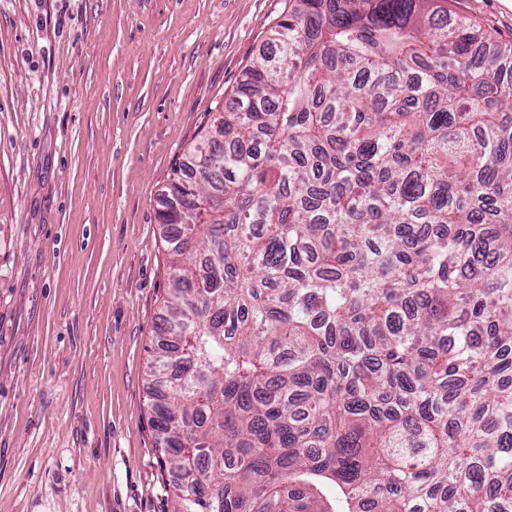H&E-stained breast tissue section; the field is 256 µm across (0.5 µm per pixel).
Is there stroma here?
I'll return each instance as SVG.
<instances>
[{"instance_id": "35a3bbf8", "label": "stroma", "mask_w": 512, "mask_h": 512, "mask_svg": "<svg viewBox=\"0 0 512 512\" xmlns=\"http://www.w3.org/2000/svg\"><path fill=\"white\" fill-rule=\"evenodd\" d=\"M504 0L455 11L512 42ZM287 0H0V512H172L169 178Z\"/></svg>"}]
</instances>
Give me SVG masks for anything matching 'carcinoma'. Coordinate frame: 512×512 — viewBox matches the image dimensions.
Listing matches in <instances>:
<instances>
[{
	"instance_id": "1",
	"label": "carcinoma",
	"mask_w": 512,
	"mask_h": 512,
	"mask_svg": "<svg viewBox=\"0 0 512 512\" xmlns=\"http://www.w3.org/2000/svg\"><path fill=\"white\" fill-rule=\"evenodd\" d=\"M288 0L173 170V512H512V44Z\"/></svg>"
}]
</instances>
